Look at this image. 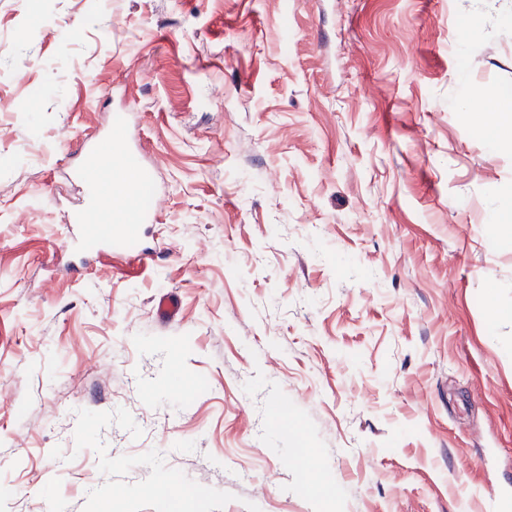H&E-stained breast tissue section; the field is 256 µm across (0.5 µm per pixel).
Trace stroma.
I'll return each instance as SVG.
<instances>
[{"mask_svg": "<svg viewBox=\"0 0 512 512\" xmlns=\"http://www.w3.org/2000/svg\"><path fill=\"white\" fill-rule=\"evenodd\" d=\"M510 90L512 0H0V512L511 507ZM124 111L147 266L66 238Z\"/></svg>", "mask_w": 512, "mask_h": 512, "instance_id": "stroma-1", "label": "stroma"}]
</instances>
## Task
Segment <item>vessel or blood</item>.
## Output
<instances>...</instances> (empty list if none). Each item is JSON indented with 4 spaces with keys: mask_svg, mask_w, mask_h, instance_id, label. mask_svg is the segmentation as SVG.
I'll return each instance as SVG.
<instances>
[{
    "mask_svg": "<svg viewBox=\"0 0 512 512\" xmlns=\"http://www.w3.org/2000/svg\"><path fill=\"white\" fill-rule=\"evenodd\" d=\"M84 188L82 204L70 217L71 243L105 242L120 248L135 242L140 225L154 223V205H135L149 170L133 148L125 115H115L104 141L84 145V161L73 169Z\"/></svg>",
    "mask_w": 512,
    "mask_h": 512,
    "instance_id": "b4317fda",
    "label": "vessel or blood"
}]
</instances>
